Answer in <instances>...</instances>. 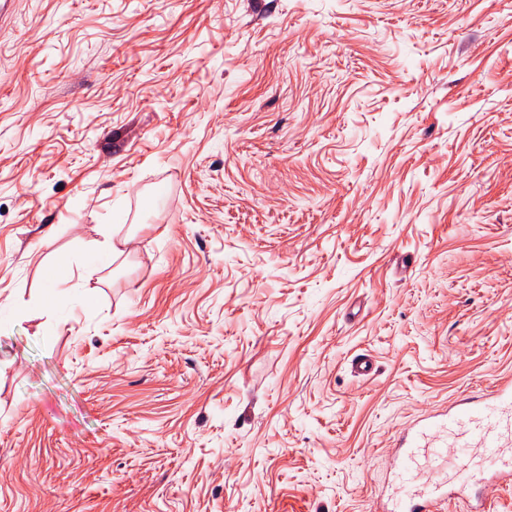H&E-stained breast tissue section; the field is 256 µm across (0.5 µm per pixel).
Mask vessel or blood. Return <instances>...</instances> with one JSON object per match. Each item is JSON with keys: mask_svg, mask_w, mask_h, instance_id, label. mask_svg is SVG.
<instances>
[{"mask_svg": "<svg viewBox=\"0 0 512 512\" xmlns=\"http://www.w3.org/2000/svg\"><path fill=\"white\" fill-rule=\"evenodd\" d=\"M511 446L512 382L505 381L485 398L455 402L410 429L394 457L395 487L382 512H430L446 487L466 486L478 455L501 475L512 474L504 457Z\"/></svg>", "mask_w": 512, "mask_h": 512, "instance_id": "vessel-or-blood-1", "label": "vessel or blood"}]
</instances>
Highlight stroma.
Here are the masks:
<instances>
[{"label":"stroma","instance_id":"obj_1","mask_svg":"<svg viewBox=\"0 0 512 512\" xmlns=\"http://www.w3.org/2000/svg\"><path fill=\"white\" fill-rule=\"evenodd\" d=\"M0 305V512H374L512 379V0H16ZM133 239V236H126L125 238L116 242L114 241V237H112V243H107L104 247V251L97 247L92 249L90 253V260L95 264L105 265L106 262H108V260L111 258L114 260L115 258L124 254V247H127L129 244H131Z\"/></svg>","mask_w":512,"mask_h":512}]
</instances>
